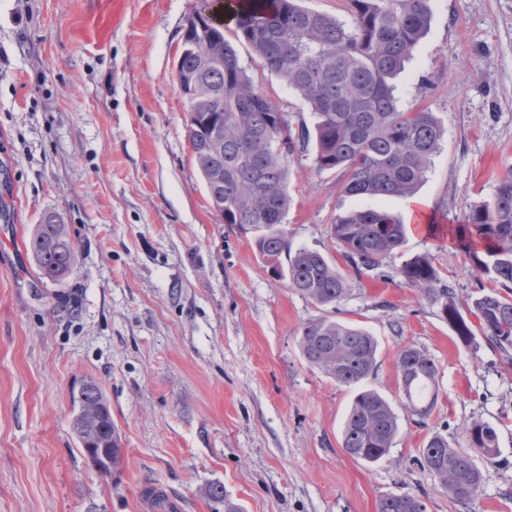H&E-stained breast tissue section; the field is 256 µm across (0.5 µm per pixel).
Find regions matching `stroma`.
<instances>
[{
    "instance_id": "35a3bbf8",
    "label": "stroma",
    "mask_w": 512,
    "mask_h": 512,
    "mask_svg": "<svg viewBox=\"0 0 512 512\" xmlns=\"http://www.w3.org/2000/svg\"><path fill=\"white\" fill-rule=\"evenodd\" d=\"M201 0H0V512H157L146 486L181 512H212L221 484L244 512H375L389 493L426 512H465L420 465L433 433L464 446L480 420L498 434L475 512H512V361L460 343L400 275L428 255L466 300L487 284L450 230L492 200L512 169V0H430L432 20L398 79V107L433 113L444 135L411 197L375 207L401 218L403 246L375 272L345 268L350 290L322 307L275 277L249 227L211 210L190 161L175 61ZM224 24L254 84L291 126L307 104ZM339 169L290 163L293 248L333 261L337 215L355 199ZM59 215L76 246L64 280L41 279L26 241ZM442 228L427 235L426 225ZM329 318L376 337L369 386L400 418L381 462L343 450L353 388L308 367L303 326ZM413 345L437 369L425 423L405 407L395 359ZM102 388L123 448L112 475L88 465L73 394Z\"/></svg>"
}]
</instances>
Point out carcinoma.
<instances>
[{"mask_svg":"<svg viewBox=\"0 0 512 512\" xmlns=\"http://www.w3.org/2000/svg\"><path fill=\"white\" fill-rule=\"evenodd\" d=\"M350 22L307 9L301 0H242L240 37L271 72L308 104L313 127L298 132L241 66L224 37V14L187 19L186 47L177 54L175 79L186 100L190 161L207 196L224 200V223L256 230L253 244L264 264L291 288L320 306H336L349 288L340 267L320 251L290 252L283 228L291 198L289 158L307 151L319 170L340 169L341 192L355 199L411 196L439 149L442 129L430 112H402L393 80L403 71L431 21L430 0H346ZM454 233L476 271L497 287L480 288L460 302L430 258L414 255L401 266L408 285L437 306L455 336L512 356V170L494 200L469 207ZM331 234L357 273L373 272L400 248L405 225L381 208L357 206L336 217ZM30 249L42 278L57 282L73 270L75 250L66 225L53 215L36 225ZM299 352L311 368L352 387L375 375L378 341L353 323L328 318L302 328ZM399 386L411 415L426 419L435 403L437 367L422 350L403 346L396 357ZM399 417L374 389L362 388L349 406L342 448L366 464L385 458ZM466 448L440 433L420 449V464L467 507L483 480L478 461L493 462L498 435L473 421L463 429ZM215 512H243L224 490L211 486ZM376 512H426L409 494H388Z\"/></svg>","mask_w":512,"mask_h":512,"instance_id":"1","label":"carcinoma"}]
</instances>
